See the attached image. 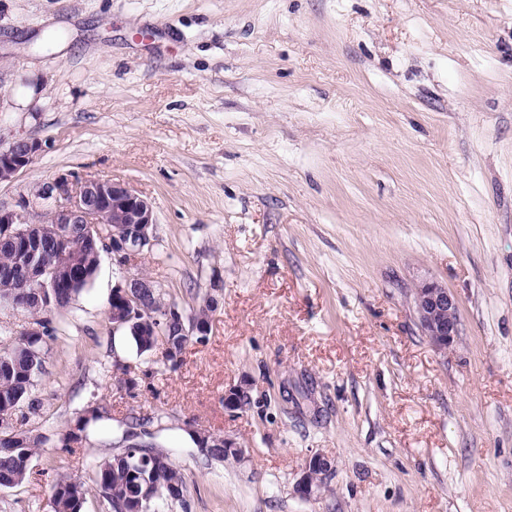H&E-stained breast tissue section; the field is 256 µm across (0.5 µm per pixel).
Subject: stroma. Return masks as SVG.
I'll list each match as a JSON object with an SVG mask.
<instances>
[{
  "label": "stroma",
  "instance_id": "1",
  "mask_svg": "<svg viewBox=\"0 0 512 512\" xmlns=\"http://www.w3.org/2000/svg\"><path fill=\"white\" fill-rule=\"evenodd\" d=\"M19 136L41 150L0 207L62 174L126 183L156 216L131 273L218 306L170 369L113 331L102 255L50 314L17 412L44 443L0 512H47L134 417L191 489L160 512H512V0H0V148ZM425 280L459 302L444 353ZM192 429L243 459L203 462ZM417 325L438 348L447 350L461 334L458 302L447 287L424 281L412 289ZM100 419V415L97 410L91 411L89 415L80 417L74 427H70L65 433L62 434L61 442L63 448H69L71 442H83L88 438L89 430L92 424L96 423ZM331 470V463L328 458L321 454H315L306 463L305 471L295 486V492L303 498H311L317 492L319 483L318 476L323 480Z\"/></svg>",
  "mask_w": 512,
  "mask_h": 512
}]
</instances>
